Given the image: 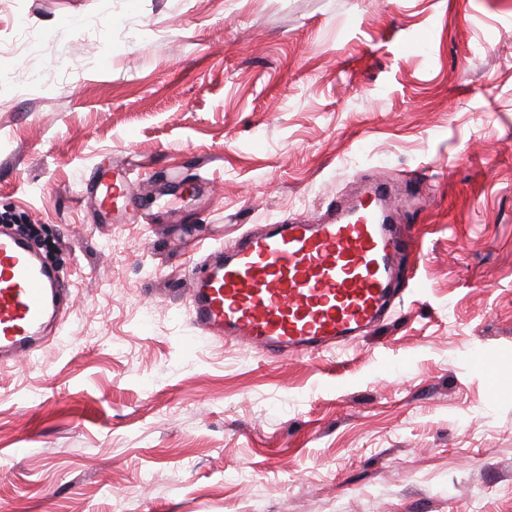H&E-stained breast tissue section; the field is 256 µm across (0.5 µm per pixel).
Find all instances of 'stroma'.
Listing matches in <instances>:
<instances>
[{
	"mask_svg": "<svg viewBox=\"0 0 512 512\" xmlns=\"http://www.w3.org/2000/svg\"><path fill=\"white\" fill-rule=\"evenodd\" d=\"M375 180L385 321L280 358L192 325L207 249ZM4 213L66 290L0 367V512H512V0H0ZM129 174L126 171L121 174L107 169L99 170L95 181L87 184L86 191L97 199L102 219L117 224L133 210L136 193Z\"/></svg>",
	"mask_w": 512,
	"mask_h": 512,
	"instance_id": "35a3bbf8",
	"label": "stroma"
}]
</instances>
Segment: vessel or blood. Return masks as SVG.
<instances>
[{"label": "vessel or blood", "mask_w": 512, "mask_h": 512, "mask_svg": "<svg viewBox=\"0 0 512 512\" xmlns=\"http://www.w3.org/2000/svg\"><path fill=\"white\" fill-rule=\"evenodd\" d=\"M86 191L113 222L134 208L128 174L101 170ZM392 221L378 182L332 218L285 221L241 236L232 249L212 248L188 274L194 327L269 357L319 353L364 335L400 293L395 260L409 242ZM59 293L21 237L0 236V359L35 353Z\"/></svg>", "instance_id": "1"}]
</instances>
